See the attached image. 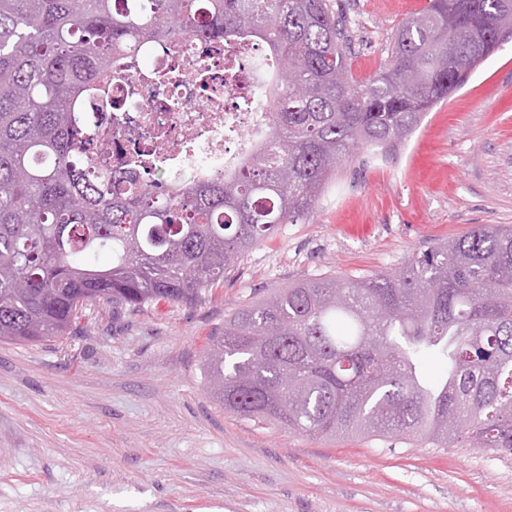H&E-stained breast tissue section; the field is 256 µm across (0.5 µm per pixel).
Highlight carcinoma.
<instances>
[{
    "label": "carcinoma",
    "mask_w": 512,
    "mask_h": 512,
    "mask_svg": "<svg viewBox=\"0 0 512 512\" xmlns=\"http://www.w3.org/2000/svg\"><path fill=\"white\" fill-rule=\"evenodd\" d=\"M187 34L253 39L275 58L268 137L166 195L97 171L74 102L113 57ZM510 41L512 0H429L363 82L330 0H0V341L61 337L97 301L198 302L307 218L342 162L410 137ZM430 355L448 366L437 384L420 370ZM202 372L245 419L445 444L465 430L511 452L512 228L479 225L393 273L282 288L224 320Z\"/></svg>",
    "instance_id": "obj_1"
}]
</instances>
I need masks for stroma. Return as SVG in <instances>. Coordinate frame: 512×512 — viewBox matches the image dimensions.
<instances>
[{
	"instance_id": "stroma-1",
	"label": "stroma",
	"mask_w": 512,
	"mask_h": 512,
	"mask_svg": "<svg viewBox=\"0 0 512 512\" xmlns=\"http://www.w3.org/2000/svg\"><path fill=\"white\" fill-rule=\"evenodd\" d=\"M356 80L429 0H339ZM512 225V44L420 129L363 151L189 305L85 306L67 337L0 342V512H512V452L459 437L315 438L225 411L204 386L225 318L322 276L398 270Z\"/></svg>"
}]
</instances>
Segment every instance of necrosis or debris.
<instances>
[{"label": "necrosis or debris", "instance_id": "necrosis-or-debris-1", "mask_svg": "<svg viewBox=\"0 0 512 512\" xmlns=\"http://www.w3.org/2000/svg\"><path fill=\"white\" fill-rule=\"evenodd\" d=\"M116 77L79 107L87 151L103 171L129 169L143 181L160 168L216 176L235 167L269 127L263 83L273 58L254 41L205 43L186 36L115 58Z\"/></svg>", "mask_w": 512, "mask_h": 512}]
</instances>
